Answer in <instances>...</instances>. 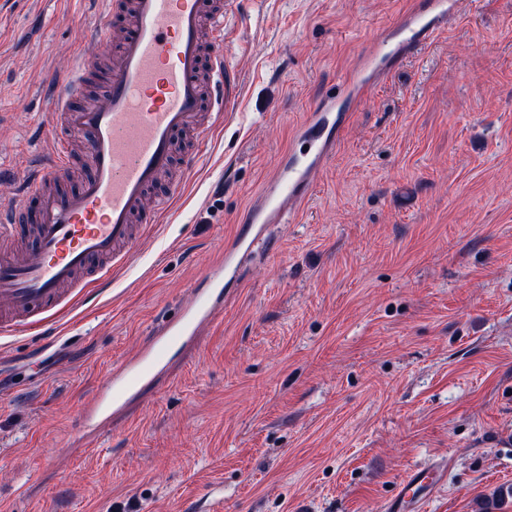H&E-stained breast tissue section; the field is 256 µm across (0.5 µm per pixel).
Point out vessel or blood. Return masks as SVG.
Listing matches in <instances>:
<instances>
[{"instance_id": "vessel-or-blood-1", "label": "vessel or blood", "mask_w": 512, "mask_h": 512, "mask_svg": "<svg viewBox=\"0 0 512 512\" xmlns=\"http://www.w3.org/2000/svg\"><path fill=\"white\" fill-rule=\"evenodd\" d=\"M236 0L223 10L208 0H110L105 18L91 33L74 75L52 81L50 113L39 130L50 152L19 185L15 201L0 205V236L25 242L23 252L0 251V334L39 331L63 312L74 292L110 278L128 264L140 231L162 223L171 197L148 194L184 157L199 160V148L214 134L238 97V83L225 66L224 23ZM429 13L402 22L398 41H382L384 60L437 30L455 0H429ZM118 37L111 67L103 74L102 103L71 107L72 97L95 73L98 49ZM363 79H346L340 93L322 100L296 126L292 138L304 154L289 151L272 181L250 205L251 222L225 243L212 269L192 284L193 301L177 317L153 328L149 343L113 366L81 413L85 430L120 414L143 386L168 372L175 351L190 346L203 326L224 308V288L233 284L244 259L265 242L270 225L287 223L307 199L315 176L336 142L345 106L362 97ZM84 141L88 172L79 188L58 193L56 174L70 170L73 137ZM445 468L409 472L385 512H422L442 483Z\"/></svg>"}]
</instances>
